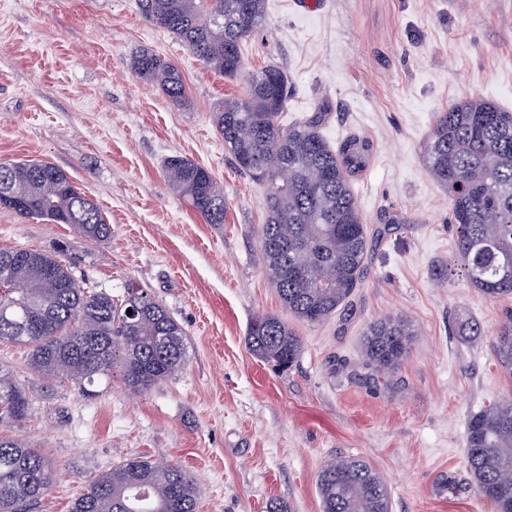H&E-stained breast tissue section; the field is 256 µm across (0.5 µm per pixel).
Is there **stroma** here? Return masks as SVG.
I'll use <instances>...</instances> for the list:
<instances>
[{"mask_svg": "<svg viewBox=\"0 0 512 512\" xmlns=\"http://www.w3.org/2000/svg\"><path fill=\"white\" fill-rule=\"evenodd\" d=\"M266 12L243 73L227 79L147 22L138 0H0V163L63 169L110 228L93 242L0 207V249L51 255L116 300L148 291L183 326L189 353L182 372L142 393L117 371L48 389L25 347L0 343V363L32 398L13 432L53 475L33 512H68L101 471L133 457L187 470L198 512H321L318 474L338 457L371 463L390 512H496L469 471L466 428L512 393L490 336L512 298L489 299L462 274L423 148L436 113L460 99L512 111V0H266ZM144 49L179 69L183 104L131 73ZM270 64L288 75L282 123L320 112L332 146L353 135L372 145L351 179L373 234L362 281L325 323L293 321L302 348L283 371L246 341L256 315L284 313L260 254L265 189L235 167L213 123L216 104ZM176 155L223 184V223H206L170 185ZM388 214L399 223L384 225ZM388 315L417 334L396 370L369 381L360 340ZM461 315L485 336H457Z\"/></svg>", "mask_w": 512, "mask_h": 512, "instance_id": "obj_1", "label": "stroma"}]
</instances>
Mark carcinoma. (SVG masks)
Instances as JSON below:
<instances>
[{
    "mask_svg": "<svg viewBox=\"0 0 512 512\" xmlns=\"http://www.w3.org/2000/svg\"><path fill=\"white\" fill-rule=\"evenodd\" d=\"M144 17L167 30L210 70L235 78L242 45L267 24L265 0H138ZM138 78L174 102L185 99L179 70L149 50L130 60ZM288 76L268 65L248 78L240 95L217 104L213 117L235 165L266 187L261 256L282 307L295 319L321 324L347 306L361 282L368 229L350 178L370 159L369 140L346 138L334 148L320 117L285 125ZM427 171L448 193L461 266L473 287L491 299L512 297V112L468 98L436 114L424 145ZM165 176L208 224L224 223V186L205 167L182 157ZM0 207L45 217L101 241L109 234L97 205L69 175L47 163H0ZM456 333L484 335L461 318ZM182 325L145 290L121 302L86 289L54 257L26 249L0 250V343L29 348L31 371L50 384L89 385L120 367L133 393L175 376L188 360ZM409 321L371 322L361 339L367 368L393 371L408 354ZM247 344L281 369L301 352L283 318L260 314ZM501 366L512 374V313L493 333ZM29 393L0 366V427L25 418ZM467 462L479 493L496 512H512V395L468 419ZM52 486L42 455L21 439L0 434V512H30ZM322 512H389L381 477L360 458L326 463L317 482ZM199 486L174 464L134 458L100 473L68 512H196Z\"/></svg>",
    "mask_w": 512,
    "mask_h": 512,
    "instance_id": "cac0c4a2",
    "label": "carcinoma"
}]
</instances>
